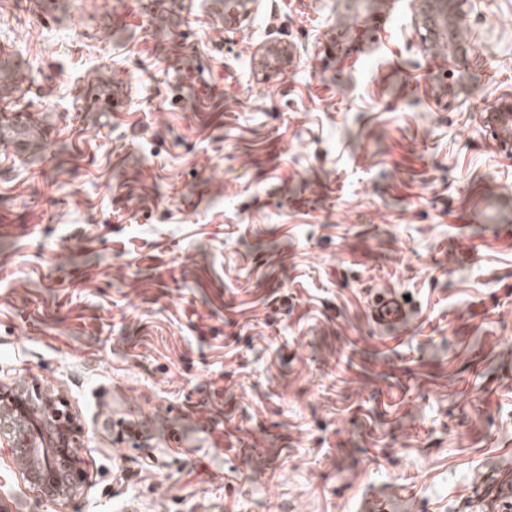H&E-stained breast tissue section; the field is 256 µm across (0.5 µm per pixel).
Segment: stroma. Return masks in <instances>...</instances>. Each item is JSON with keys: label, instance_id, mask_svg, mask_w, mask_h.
<instances>
[{"label": "stroma", "instance_id": "obj_1", "mask_svg": "<svg viewBox=\"0 0 512 512\" xmlns=\"http://www.w3.org/2000/svg\"><path fill=\"white\" fill-rule=\"evenodd\" d=\"M0 0V390L86 479L10 512L512 502V0ZM407 317L380 323L382 296Z\"/></svg>", "mask_w": 512, "mask_h": 512}]
</instances>
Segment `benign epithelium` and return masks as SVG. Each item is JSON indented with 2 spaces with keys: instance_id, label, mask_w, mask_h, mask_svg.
I'll list each match as a JSON object with an SVG mask.
<instances>
[{
  "instance_id": "obj_1",
  "label": "benign epithelium",
  "mask_w": 512,
  "mask_h": 512,
  "mask_svg": "<svg viewBox=\"0 0 512 512\" xmlns=\"http://www.w3.org/2000/svg\"><path fill=\"white\" fill-rule=\"evenodd\" d=\"M14 462L24 458L35 468L34 486L42 497L61 505L79 493L84 470L77 460V429L63 412L44 399L37 406L32 396L0 391V449Z\"/></svg>"
}]
</instances>
